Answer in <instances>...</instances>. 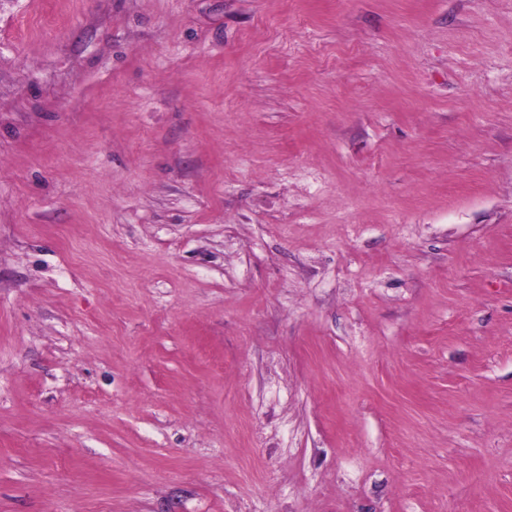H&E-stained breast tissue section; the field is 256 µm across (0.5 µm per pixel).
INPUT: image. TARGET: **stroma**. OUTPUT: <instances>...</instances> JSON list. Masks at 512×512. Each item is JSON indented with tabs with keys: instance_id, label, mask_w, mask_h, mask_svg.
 <instances>
[{
	"instance_id": "35a3bbf8",
	"label": "stroma",
	"mask_w": 512,
	"mask_h": 512,
	"mask_svg": "<svg viewBox=\"0 0 512 512\" xmlns=\"http://www.w3.org/2000/svg\"><path fill=\"white\" fill-rule=\"evenodd\" d=\"M0 512H512V0H0Z\"/></svg>"
}]
</instances>
